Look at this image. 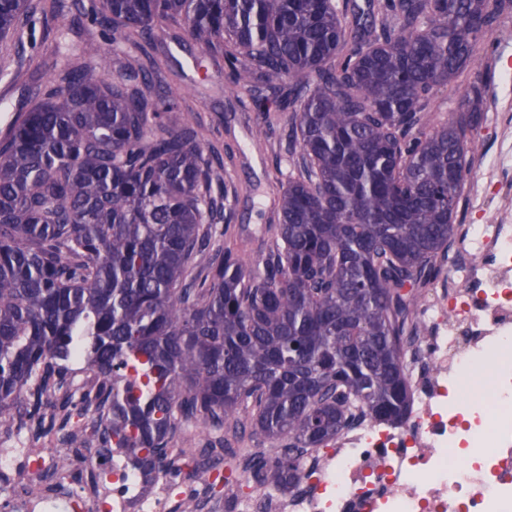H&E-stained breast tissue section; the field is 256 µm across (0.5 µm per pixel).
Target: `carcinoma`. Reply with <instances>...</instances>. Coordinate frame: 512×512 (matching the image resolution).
Instances as JSON below:
<instances>
[{"mask_svg":"<svg viewBox=\"0 0 512 512\" xmlns=\"http://www.w3.org/2000/svg\"><path fill=\"white\" fill-rule=\"evenodd\" d=\"M38 6L61 33L85 14L114 47L183 29L235 86L292 112L299 174L255 273L201 123L175 99L154 106L163 90L141 64L103 78L104 48L79 40L0 139V420L23 412L80 448L71 409L91 410L100 456L146 484L174 467L182 423L227 427L274 454L220 439L189 449L196 466L240 457L280 492L356 420L404 422V355L424 334L412 314L478 150L477 45L512 0H0V41ZM463 76L435 120L431 92ZM75 353L94 377L78 396Z\"/></svg>","mask_w":512,"mask_h":512,"instance_id":"cac0c4a2","label":"carcinoma"}]
</instances>
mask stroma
<instances>
[{"mask_svg":"<svg viewBox=\"0 0 512 512\" xmlns=\"http://www.w3.org/2000/svg\"><path fill=\"white\" fill-rule=\"evenodd\" d=\"M199 48L184 31H159L157 46L139 52L140 61L157 59L160 78L170 96L179 98L182 112L194 113L202 127L204 148L224 158V181L237 186L224 205L233 213V232L247 238L244 258L260 269L268 243L263 228L271 223L281 184L294 169L288 154L290 112H267L235 87L219 60L206 59L203 70L191 68ZM512 16L503 17L484 38L476 61L488 77L482 122L476 132L479 150L465 177L457 221L461 224H512ZM58 55L51 16L35 13L21 36L0 42V136L22 105L27 90L49 80Z\"/></svg>","mask_w":512,"mask_h":512,"instance_id":"1","label":"stroma"}]
</instances>
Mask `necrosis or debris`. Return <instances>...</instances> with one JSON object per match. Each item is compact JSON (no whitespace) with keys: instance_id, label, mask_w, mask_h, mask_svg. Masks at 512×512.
Here are the masks:
<instances>
[{"instance_id":"1","label":"necrosis or debris","mask_w":512,"mask_h":512,"mask_svg":"<svg viewBox=\"0 0 512 512\" xmlns=\"http://www.w3.org/2000/svg\"><path fill=\"white\" fill-rule=\"evenodd\" d=\"M450 287L419 306L428 336L408 348L412 405L406 421L370 420L340 434L335 448L291 492L256 489L239 512H512V224H471ZM57 440L32 447L0 437V512H165L167 483L142 491L114 457L95 485L93 448Z\"/></svg>"}]
</instances>
